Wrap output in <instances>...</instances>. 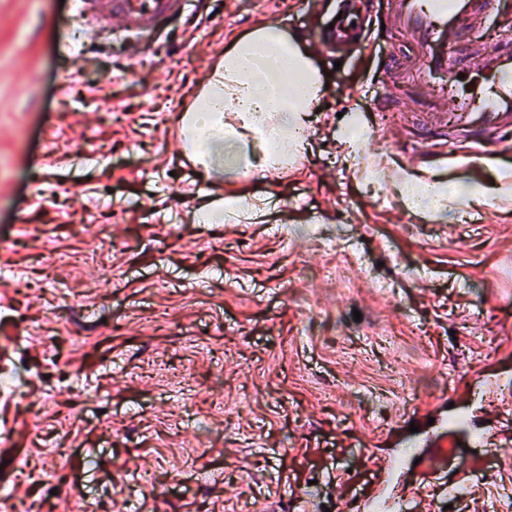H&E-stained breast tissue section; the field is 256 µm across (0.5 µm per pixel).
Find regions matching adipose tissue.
I'll return each mask as SVG.
<instances>
[{
    "label": "adipose tissue",
    "instance_id": "obj_1",
    "mask_svg": "<svg viewBox=\"0 0 512 512\" xmlns=\"http://www.w3.org/2000/svg\"><path fill=\"white\" fill-rule=\"evenodd\" d=\"M321 81L302 38H291L276 26L261 28L236 43L216 67L206 90L196 98L187 124L200 160L218 162L239 152L245 136L258 139L257 170L277 166L301 147L297 133L321 97ZM235 112L238 122L214 123L200 138L201 113Z\"/></svg>",
    "mask_w": 512,
    "mask_h": 512
}]
</instances>
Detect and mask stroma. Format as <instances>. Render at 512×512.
<instances>
[{
  "mask_svg": "<svg viewBox=\"0 0 512 512\" xmlns=\"http://www.w3.org/2000/svg\"><path fill=\"white\" fill-rule=\"evenodd\" d=\"M70 15L0 0V512H512V150L442 147L408 97L373 111L385 39L337 62L312 44L304 151L203 178L186 104L237 40L309 37L329 5L192 0L134 57L85 32L65 71ZM350 112L377 130L355 158ZM386 164L460 194L363 196ZM219 198L240 211L202 223ZM446 450L460 468L431 476ZM462 469L490 478L448 495Z\"/></svg>",
  "mask_w": 512,
  "mask_h": 512,
  "instance_id": "35a3bbf8",
  "label": "stroma"
}]
</instances>
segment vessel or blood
<instances>
[{"mask_svg":"<svg viewBox=\"0 0 512 512\" xmlns=\"http://www.w3.org/2000/svg\"><path fill=\"white\" fill-rule=\"evenodd\" d=\"M498 0H336L339 15L331 31L315 41L327 52L349 46L363 49L356 33L371 27L375 12H385L395 33L413 51L391 56L384 68L389 81L379 111L396 109L403 96L425 98L426 128H452L470 136L473 154L501 145L512 130V50L497 47L471 51L467 35L483 30ZM96 30L106 31L127 48H141L143 34L161 31L185 11L188 0H72Z\"/></svg>","mask_w":512,"mask_h":512,"instance_id":"obj_1","label":"vessel or blood"}]
</instances>
